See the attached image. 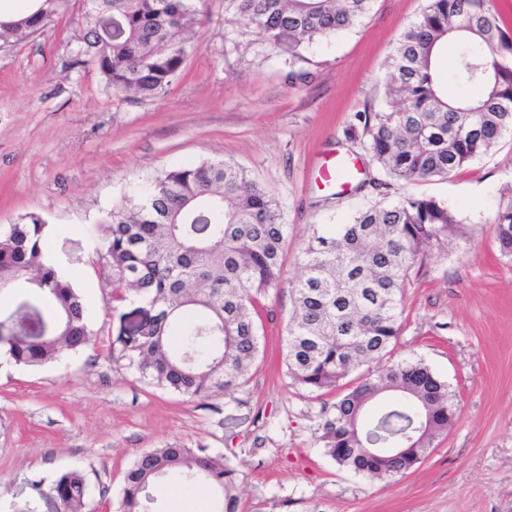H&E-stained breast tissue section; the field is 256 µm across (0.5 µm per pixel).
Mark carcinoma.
<instances>
[{
  "mask_svg": "<svg viewBox=\"0 0 512 512\" xmlns=\"http://www.w3.org/2000/svg\"><path fill=\"white\" fill-rule=\"evenodd\" d=\"M64 0H43L32 15L0 21V43H18L49 25ZM81 17L73 65H91L117 95L163 96L191 50L188 32L205 0H97ZM372 0H224V14L276 47L294 52L356 26ZM457 45L458 79L478 89L457 97L438 73L448 42ZM386 109L368 115L366 149L384 178L412 184L448 177L512 136V34L494 0H426L388 61ZM493 223L512 254V198ZM47 222L31 214L0 225V291L27 282L48 300L35 309L47 331L17 338L26 305L0 320V354L37 366L92 343L78 288L47 248ZM462 221L433 198L402 196L358 210L348 224L312 229L292 282L284 361L310 391L343 385L378 364L333 406L323 423L328 456L344 469L379 479L411 470L456 419L455 394L422 361L390 358L403 325L402 289L418 258L446 252ZM288 225L277 200L223 160L168 170L133 186L112 211V234L99 252L112 286L150 308L143 331L116 339L113 360L150 385L206 401L247 382L260 349L261 299L280 288ZM405 448L394 457L384 448ZM168 473L202 478L238 512L240 477L227 462L184 446L149 448L124 474L121 512H151L150 488ZM63 512H90L85 476H60Z\"/></svg>",
  "mask_w": 512,
  "mask_h": 512,
  "instance_id": "carcinoma-1",
  "label": "carcinoma"
}]
</instances>
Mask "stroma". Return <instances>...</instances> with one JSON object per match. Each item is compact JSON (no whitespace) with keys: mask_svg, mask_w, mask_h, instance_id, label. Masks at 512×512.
I'll list each match as a JSON object with an SVG mask.
<instances>
[{"mask_svg":"<svg viewBox=\"0 0 512 512\" xmlns=\"http://www.w3.org/2000/svg\"><path fill=\"white\" fill-rule=\"evenodd\" d=\"M426 0H373L358 26L289 53L206 0L182 75L160 98L112 94L94 69L71 65L83 0L0 48V224L37 214L47 244L79 289L90 348L39 366L0 358V512H62L60 474L84 473L95 512H119L123 476L149 448H204L240 471L243 512H512V255L493 216L512 195V137L448 178L336 193L325 157L379 176L364 118L386 107L388 57ZM243 167L279 203L284 263L296 277L313 226L400 194L444 202L465 234L428 252L404 288L395 359L423 360L455 391L448 433L393 479L340 469L320 439L339 397L286 375L293 310L288 283L263 301L261 352L246 385L212 400L151 386L112 361V344L141 306L103 285L98 251L132 183L188 163ZM40 481L33 490L32 481ZM341 168L348 169L354 175L358 171L353 160L346 157H330L321 166L319 176L326 184H336V174Z\"/></svg>","mask_w":512,"mask_h":512,"instance_id":"stroma-1","label":"stroma"}]
</instances>
